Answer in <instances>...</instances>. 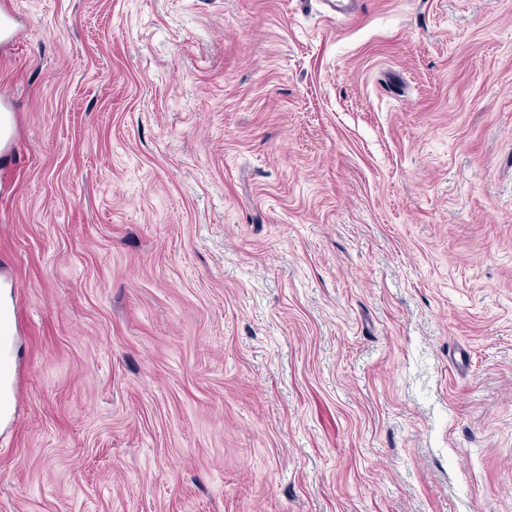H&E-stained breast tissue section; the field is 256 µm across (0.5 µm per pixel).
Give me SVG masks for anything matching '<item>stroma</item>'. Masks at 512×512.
<instances>
[{"instance_id":"1","label":"stroma","mask_w":512,"mask_h":512,"mask_svg":"<svg viewBox=\"0 0 512 512\" xmlns=\"http://www.w3.org/2000/svg\"><path fill=\"white\" fill-rule=\"evenodd\" d=\"M0 512H512V0H0ZM15 120L11 112L0 113V157L8 156L15 147Z\"/></svg>"}]
</instances>
